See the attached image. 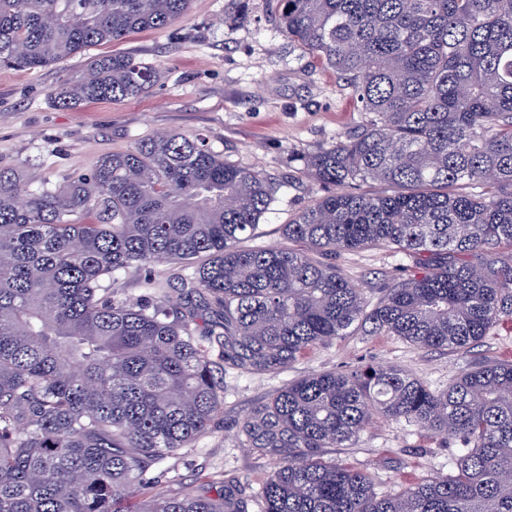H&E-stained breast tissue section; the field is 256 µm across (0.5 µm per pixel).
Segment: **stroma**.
Wrapping results in <instances>:
<instances>
[{
    "instance_id": "1",
    "label": "stroma",
    "mask_w": 512,
    "mask_h": 512,
    "mask_svg": "<svg viewBox=\"0 0 512 512\" xmlns=\"http://www.w3.org/2000/svg\"><path fill=\"white\" fill-rule=\"evenodd\" d=\"M274 0H192L170 26L137 30L37 70L0 69V168L17 170L33 189H51L89 176L104 155L124 152L152 136H200L224 161L261 170L277 185L260 220L256 246L286 245L282 224L322 196L301 155L353 131L363 120L341 77L302 52L274 20ZM130 55L157 68L148 94L123 101L92 100L77 109L53 103L64 78L85 72L91 57ZM337 270L382 296L417 268L387 248L341 251ZM512 356V319H503L470 351L421 349L395 336L354 333L308 350L278 375L224 371V413L214 432L164 465L171 488L214 495L225 479L254 489L271 469L267 459L242 448L236 424L255 404L302 376L359 366H394L436 389L488 358ZM464 443L431 435L404 422L373 419L346 448L327 459L372 473L378 493L448 473Z\"/></svg>"
}]
</instances>
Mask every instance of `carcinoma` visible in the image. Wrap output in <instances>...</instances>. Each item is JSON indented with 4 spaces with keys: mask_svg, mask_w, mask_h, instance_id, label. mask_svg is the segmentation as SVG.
Wrapping results in <instances>:
<instances>
[{
    "mask_svg": "<svg viewBox=\"0 0 512 512\" xmlns=\"http://www.w3.org/2000/svg\"><path fill=\"white\" fill-rule=\"evenodd\" d=\"M191 0H0V69L35 70L165 28ZM281 33L335 70L364 121L303 157L338 191L247 247L268 178L201 137L156 135L90 177L31 190L0 168V512H512V362L435 389L394 367L300 377L238 422L273 467L258 491L175 493L148 474L212 432L219 366L279 374L357 329L464 351L512 316V0H277ZM157 69L90 60L60 107L140 97ZM369 180L384 194L360 192ZM381 246L420 272L374 303L328 257ZM158 263L163 296H120ZM106 278L114 287H102ZM376 416L468 448L446 475L379 494L329 462ZM171 274L169 266L166 264H155L147 270H134L123 272L116 285L121 288V292L125 297L131 300L144 298L146 295L145 288L142 287L145 276L154 278L160 284V288H167V281Z\"/></svg>",
    "mask_w": 512,
    "mask_h": 512,
    "instance_id": "obj_1",
    "label": "carcinoma"
}]
</instances>
